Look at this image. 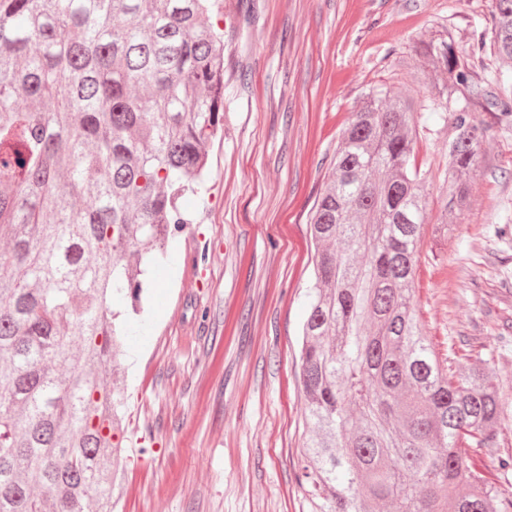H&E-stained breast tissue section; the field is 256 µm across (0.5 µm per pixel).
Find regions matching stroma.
<instances>
[{"label": "stroma", "mask_w": 512, "mask_h": 512, "mask_svg": "<svg viewBox=\"0 0 512 512\" xmlns=\"http://www.w3.org/2000/svg\"><path fill=\"white\" fill-rule=\"evenodd\" d=\"M493 0H223L224 131L188 223L148 274L122 371L124 452L114 512H316L297 473L305 440L301 327L313 284L309 221L370 89L410 97L427 222L441 213L452 112L418 40L447 29L491 97L512 61L471 51ZM469 204L425 233L412 284L421 328L456 372L480 363L512 404V121L481 112Z\"/></svg>", "instance_id": "stroma-1"}]
</instances>
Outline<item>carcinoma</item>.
I'll list each match as a JSON object with an SVG mask.
<instances>
[{
	"label": "carcinoma",
	"mask_w": 512,
	"mask_h": 512,
	"mask_svg": "<svg viewBox=\"0 0 512 512\" xmlns=\"http://www.w3.org/2000/svg\"><path fill=\"white\" fill-rule=\"evenodd\" d=\"M216 0H0V512H112L124 389L111 303L141 299L145 259L186 223L224 127ZM492 47L512 60V0ZM461 100L448 209L466 205L490 103L448 32L421 42ZM412 101L370 90L311 217L315 281L302 326L308 437L300 483L319 512H512L471 462L495 453L504 407L489 370L457 378L418 326L412 280L425 223Z\"/></svg>",
	"instance_id": "carcinoma-1"
}]
</instances>
